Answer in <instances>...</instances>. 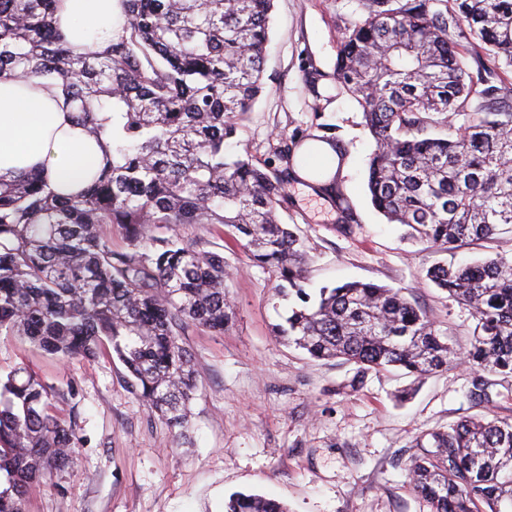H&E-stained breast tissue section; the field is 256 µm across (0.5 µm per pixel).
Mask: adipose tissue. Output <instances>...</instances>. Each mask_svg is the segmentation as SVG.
Wrapping results in <instances>:
<instances>
[{"instance_id": "obj_1", "label": "adipose tissue", "mask_w": 512, "mask_h": 512, "mask_svg": "<svg viewBox=\"0 0 512 512\" xmlns=\"http://www.w3.org/2000/svg\"><path fill=\"white\" fill-rule=\"evenodd\" d=\"M55 20L69 43L98 50L111 44L121 23L115 0H63ZM38 83L31 91L0 77V177L39 171L52 184L79 189L101 169L103 153L77 125L58 80Z\"/></svg>"}]
</instances>
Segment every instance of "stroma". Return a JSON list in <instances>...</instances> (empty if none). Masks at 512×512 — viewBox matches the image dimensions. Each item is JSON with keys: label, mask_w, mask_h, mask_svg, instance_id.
Wrapping results in <instances>:
<instances>
[{"label": "stroma", "mask_w": 512, "mask_h": 512, "mask_svg": "<svg viewBox=\"0 0 512 512\" xmlns=\"http://www.w3.org/2000/svg\"><path fill=\"white\" fill-rule=\"evenodd\" d=\"M362 17L358 0H275L266 90L225 152L281 168L275 149L282 139L325 127L343 152L351 223H340L332 201L300 179L278 210L305 242L308 292L355 280L408 289L463 351L475 318L427 279L440 254L408 240L404 226L373 208L367 172L374 143L360 105L333 80L338 42ZM186 234L223 254L234 317L224 333L196 327L185 337L198 372L185 439H175L131 391L117 359L60 361L0 337L1 374L23 365L49 385L75 388L56 406L82 441L73 461L27 499L25 512H224L237 492L283 502L289 512H433L407 478L417 438L464 415L512 421V378L494 387L492 404L475 406L465 364L419 382L391 368L361 378L356 365L283 344L271 326L292 302L276 295L272 273L218 227L197 224Z\"/></svg>", "instance_id": "35a3bbf8"}]
</instances>
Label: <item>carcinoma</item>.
<instances>
[{
    "label": "carcinoma",
    "instance_id": "cac0c4a2",
    "mask_svg": "<svg viewBox=\"0 0 512 512\" xmlns=\"http://www.w3.org/2000/svg\"><path fill=\"white\" fill-rule=\"evenodd\" d=\"M57 2L0 0V75L59 78L104 166L68 194L39 173L0 177V337L57 359L109 351L132 391L186 436L198 373L183 336L224 332L233 309L224 255L174 228L215 224L272 272L277 292L301 301L274 325L284 342L363 374L423 377L457 363L400 288L356 281L310 302L303 239L278 217L296 177L291 148L278 150L282 169L224 157L265 90L273 0H116L123 23L112 46L84 53L55 26ZM361 2L335 73L375 144L373 207L440 252L512 232V0ZM484 55L501 71L472 72ZM311 174L348 214L340 171ZM114 230L126 248L112 249ZM427 277L472 310L469 399L493 402L491 377H512V260L440 262ZM62 395L25 367L0 376V512H24L73 458L80 436L53 410ZM416 447L425 452L409 465L410 484L435 512H512V422L463 416ZM224 512L288 507L237 493Z\"/></svg>",
    "mask_w": 512,
    "mask_h": 512
}]
</instances>
